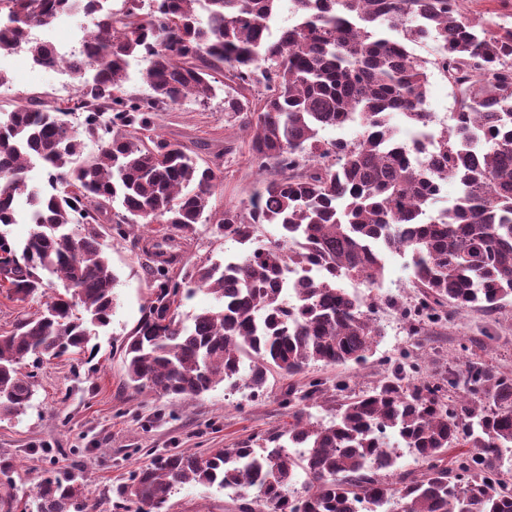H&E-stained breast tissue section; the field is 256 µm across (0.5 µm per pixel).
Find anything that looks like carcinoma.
<instances>
[{
	"label": "carcinoma",
	"instance_id": "1",
	"mask_svg": "<svg viewBox=\"0 0 512 512\" xmlns=\"http://www.w3.org/2000/svg\"><path fill=\"white\" fill-rule=\"evenodd\" d=\"M0 0V49L47 66L54 48L35 37L59 16L94 18V37L64 69L73 106L35 97L0 107V227L26 197L27 240L0 231V289L26 303L52 279L40 310L0 331V419L32 406L27 360H73L109 325L117 276L101 248V222L125 236L162 225L144 245L151 298L121 347L137 392L192 399L222 383L255 392L268 377L312 364L361 365L383 336L372 304L344 278L381 287L386 256L410 255L422 297L413 326L512 298V27L473 22L456 0H288L293 23L272 31L282 0ZM434 43L422 59L410 45ZM151 90H124L132 65ZM455 94L453 123L433 132L428 67ZM240 119L262 175L246 202L210 205L222 164L153 128V113L215 94ZM414 136L399 137L392 117ZM356 124L354 140L327 129ZM99 144L82 158L84 138ZM48 188L30 190L31 165ZM454 179V205L434 209ZM242 246L238 256L184 261L198 234ZM277 227L269 238L265 226ZM322 270L308 274L311 267ZM301 276L293 292L284 273ZM216 304L185 324L194 291ZM416 355L311 421L313 382L295 391L292 422L258 442L159 454L112 489L125 512H167L185 484L233 490L239 512H512L502 470L512 453V375L482 362L432 379ZM405 447L420 469L391 479ZM305 475L302 490L294 487ZM32 512H90L81 476L49 473L30 492Z\"/></svg>",
	"mask_w": 512,
	"mask_h": 512
}]
</instances>
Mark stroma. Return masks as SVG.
Wrapping results in <instances>:
<instances>
[{"mask_svg":"<svg viewBox=\"0 0 512 512\" xmlns=\"http://www.w3.org/2000/svg\"><path fill=\"white\" fill-rule=\"evenodd\" d=\"M0 72L8 77L0 86L2 105L34 96L66 107L75 97L68 76L35 65L24 51L11 54L0 49ZM154 122L156 133L166 139L180 141L202 157H220L224 181L213 205L248 200L258 187L259 171L237 121L224 110L223 92L204 104L186 100L157 113ZM228 145L234 152L227 156L223 150ZM101 232L100 243L117 275L111 322L98 331L92 361L41 364L32 407L20 418L0 420V460L13 464L14 489L30 490L46 471L76 468L88 484L93 512H118L108 487L124 482L156 453L169 448H229L268 435L289 421L288 387L298 388L313 379L329 383L341 375L349 378L353 390H366L407 351H422L429 360V374L436 376L467 356L512 374L511 299L496 311L469 309L412 335L404 310L417 302L419 291L406 257L391 254L383 288L372 291L358 281L346 283L360 297H374L375 316L384 330L364 366L313 365L305 375L291 379L274 375L258 394L221 385L192 399L135 392L125 384L120 347L150 297L147 258L137 236H118L107 224ZM168 507L169 512H238V501L222 488L187 484L173 490Z\"/></svg>","mask_w":512,"mask_h":512,"instance_id":"35a3bbf8","label":"stroma"}]
</instances>
